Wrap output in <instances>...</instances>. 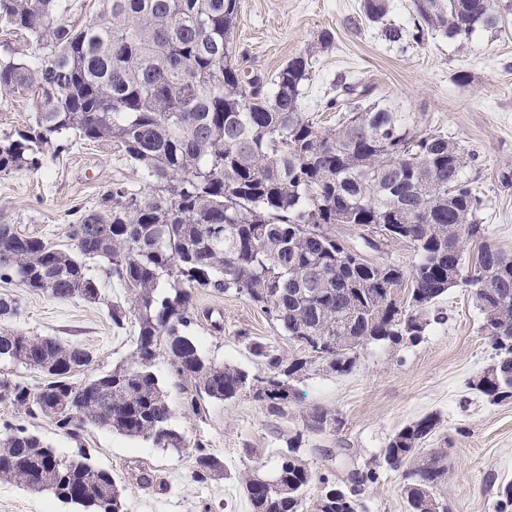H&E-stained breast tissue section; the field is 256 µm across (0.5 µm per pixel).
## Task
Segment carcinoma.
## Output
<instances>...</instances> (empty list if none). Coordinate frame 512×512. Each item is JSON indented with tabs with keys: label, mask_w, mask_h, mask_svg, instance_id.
I'll return each mask as SVG.
<instances>
[{
	"label": "carcinoma",
	"mask_w": 512,
	"mask_h": 512,
	"mask_svg": "<svg viewBox=\"0 0 512 512\" xmlns=\"http://www.w3.org/2000/svg\"><path fill=\"white\" fill-rule=\"evenodd\" d=\"M92 20L77 28L58 19L59 0H0V22L41 49L38 61L0 60V92L35 103L32 125L0 143V173L42 166L46 146L59 151L71 135L113 142L142 170L141 196L116 185L97 206H73L65 245L0 224V280L17 279L35 293L90 303L101 297L86 260L108 263L127 305L108 310L112 325L138 324L129 357L81 382L75 373L94 363L92 352L49 337L0 327V362L41 373L33 390L0 377V401L29 416L42 414L73 438L95 424L157 448H185L171 425L168 391L154 372L169 354L187 407L201 414L204 399L252 397L273 415L290 403L291 382L316 367L350 372L358 351L385 341L414 344L430 325L436 301L457 285L448 275L463 265L465 248L483 255L470 268L492 367L473 375L471 390L493 403L512 399V255L483 240V201L465 175L466 161L448 164V137L419 130L410 114L364 104L353 84L329 98L344 112L334 129H320L302 111L312 61L288 60L271 82L232 63L237 0H98ZM410 27L387 19L388 0H362L368 21L401 46L424 31L466 39L497 26V0H414ZM349 226L367 247L374 231L413 245L417 261L389 264V280L405 296L386 297L364 254L347 252L336 226ZM236 294L256 305L283 335L304 339L307 355L285 359L253 344L264 370L249 374L206 357L187 329L198 316L194 290ZM304 420L322 430L336 422L315 406ZM431 413L396 431L378 466L401 472L407 512H430L433 489L448 469L443 448L421 444L438 428ZM50 445L24 427L0 430V479L42 490L78 512H125L112 473L82 448L49 457ZM224 469L195 444L193 478L204 482ZM329 479L288 448L276 474L242 479L252 512H361L354 493L328 488L313 504L306 490Z\"/></svg>",
	"instance_id": "cac0c4a2"
}]
</instances>
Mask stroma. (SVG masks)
I'll return each instance as SVG.
<instances>
[{"label":"stroma","instance_id":"1","mask_svg":"<svg viewBox=\"0 0 512 512\" xmlns=\"http://www.w3.org/2000/svg\"><path fill=\"white\" fill-rule=\"evenodd\" d=\"M361 0H238L233 33L239 66L245 73L273 75L289 59L310 54L315 64L304 87L303 105L322 127L338 115L326 110L337 84L368 87V102L409 113L420 129L458 141L470 153L466 175L484 201L482 223L488 241L512 253V8L497 28L476 30L465 40L426 32L408 50L386 44L377 25L360 11ZM333 32L321 45V31ZM120 184L147 194L138 167L108 142L73 140L62 151L45 148L41 168L0 173V224L65 243L72 206H95ZM88 269L101 298L59 301L36 294L18 281H0V296L13 298L20 315L11 327L32 336L53 337L92 351V372L111 370L126 360L137 334L135 321L114 329L107 310L123 302V288L112 281L104 260ZM198 310L222 315L223 332L198 318L190 334L202 352L218 362L256 373L260 358L250 346H276L287 358L299 350L248 299L198 288ZM422 339L397 347L371 344L361 350L355 370L340 376L322 369L304 373L292 386L288 412L271 414L250 397L233 402L204 401L194 415L172 374L167 356L154 367L174 409L172 424L185 448H157L89 425L73 439L45 417H29L0 402V425H24L60 455L83 448L100 467L112 471L126 512H251L241 478L275 474L289 444L310 468L332 483L356 489L363 512H405L399 472L377 468L389 437L404 425L436 413L440 426L429 447L448 451V470L435 495L442 512H496L500 492L512 483V402L490 404L466 387L469 377L492 362L482 315L465 284L449 289L434 306ZM320 406L336 414L335 427L313 430L303 415ZM200 443L224 466L204 482L193 477L192 446ZM376 469L373 481L356 483V474ZM150 474L152 484L140 483ZM0 512H72L50 493L0 480Z\"/></svg>","mask_w":512,"mask_h":512}]
</instances>
